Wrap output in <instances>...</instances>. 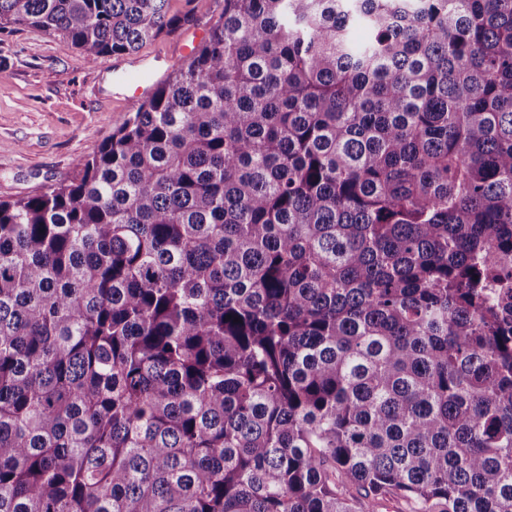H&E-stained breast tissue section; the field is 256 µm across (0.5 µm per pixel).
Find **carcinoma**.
Wrapping results in <instances>:
<instances>
[{
    "mask_svg": "<svg viewBox=\"0 0 512 512\" xmlns=\"http://www.w3.org/2000/svg\"><path fill=\"white\" fill-rule=\"evenodd\" d=\"M167 4L0 0V30L95 63ZM391 501L512 512V0H224L0 200V512Z\"/></svg>",
    "mask_w": 512,
    "mask_h": 512,
    "instance_id": "carcinoma-1",
    "label": "carcinoma"
}]
</instances>
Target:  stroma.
<instances>
[{
	"label": "stroma",
	"mask_w": 512,
	"mask_h": 512,
	"mask_svg": "<svg viewBox=\"0 0 512 512\" xmlns=\"http://www.w3.org/2000/svg\"><path fill=\"white\" fill-rule=\"evenodd\" d=\"M224 0H169L171 30L135 53L88 62L59 37L34 28L0 30V200L35 195L72 175L94 154L119 115L137 103L115 72L150 63L171 72L184 60L180 38L208 31Z\"/></svg>",
	"instance_id": "1"
}]
</instances>
